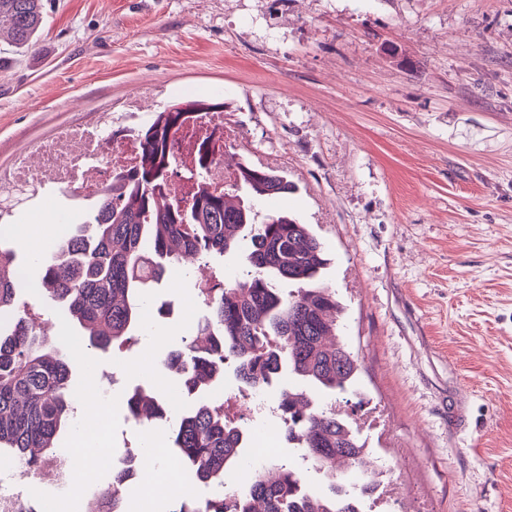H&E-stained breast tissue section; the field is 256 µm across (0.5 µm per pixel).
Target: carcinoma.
<instances>
[{
    "label": "carcinoma",
    "instance_id": "cac0c4a2",
    "mask_svg": "<svg viewBox=\"0 0 512 512\" xmlns=\"http://www.w3.org/2000/svg\"><path fill=\"white\" fill-rule=\"evenodd\" d=\"M1 18L10 22L13 47L31 49L45 22L43 0H0ZM187 119L171 104L134 130L139 165L115 172L42 257V291L33 308L61 314L80 327L90 347L106 352L139 329L148 289L174 263L193 258L206 265L249 240L244 259L250 274L228 284L211 278L197 289L206 305L197 331L209 344L184 339L164 360V373L178 378L191 400L167 432L166 449L198 481L218 488L200 502L177 500L169 512H257L258 502L262 512H363V492L383 485V470L362 471L359 483L336 468L339 461L362 466L369 445L324 400H340L359 374L350 350L325 343L336 335L333 314L341 309L335 289L320 279L329 258L308 225L287 213L259 217L257 200L291 192L286 176L241 164L239 181L231 185L235 194L212 188L205 178L214 162L207 140L197 146L192 196H172L169 144ZM20 276L17 247L0 242V454L36 471L47 458L32 449L57 447L75 397L69 358L49 349L36 313L18 310ZM226 364L243 392L278 387L286 438L322 486L292 468L275 475L272 463L237 488L232 507L225 506L226 474L240 464L249 443L242 424L224 414V404L208 400L211 387L224 380ZM126 404L140 425H154L169 413L151 385L135 386ZM126 471H114L112 498L98 512H126Z\"/></svg>",
    "mask_w": 512,
    "mask_h": 512
}]
</instances>
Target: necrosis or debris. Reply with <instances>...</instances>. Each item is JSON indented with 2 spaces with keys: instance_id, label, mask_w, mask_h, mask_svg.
Segmentation results:
<instances>
[{
  "instance_id": "4bbe7bcc",
  "label": "necrosis or debris",
  "mask_w": 512,
  "mask_h": 512,
  "mask_svg": "<svg viewBox=\"0 0 512 512\" xmlns=\"http://www.w3.org/2000/svg\"><path fill=\"white\" fill-rule=\"evenodd\" d=\"M220 144L234 140L233 132L224 127V115L208 112L191 115L184 128L174 137L171 151L178 174L172 182L177 198L189 199L193 183L188 171L194 162L196 145L201 139ZM38 171H31L25 157H17L7 175L0 178V197H10L18 189L51 184L76 195L100 191L112 180L120 167L136 164L139 148L132 135L113 136L108 121L93 126L64 125L37 146ZM11 472V481L0 479V512H43V499L32 492L33 474L17 467L14 461H0V475Z\"/></svg>"
}]
</instances>
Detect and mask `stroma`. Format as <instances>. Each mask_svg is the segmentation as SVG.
Returning a JSON list of instances; mask_svg holds the SVG:
<instances>
[{
    "mask_svg": "<svg viewBox=\"0 0 512 512\" xmlns=\"http://www.w3.org/2000/svg\"><path fill=\"white\" fill-rule=\"evenodd\" d=\"M35 49L0 41V171L63 123L138 127L191 98L224 101L226 167L283 172L260 200L323 243L360 401L344 410L394 488L396 512H512V0H45ZM143 109L131 112L129 99ZM11 224L59 239L68 198ZM195 272L151 289L134 344L103 354L49 334L75 397L105 401L115 462L143 454L125 392L182 384L161 362L201 315ZM467 421L448 420L453 393ZM112 472L88 467L45 512H98Z\"/></svg>",
    "mask_w": 512,
    "mask_h": 512,
    "instance_id": "obj_1",
    "label": "stroma"
}]
</instances>
